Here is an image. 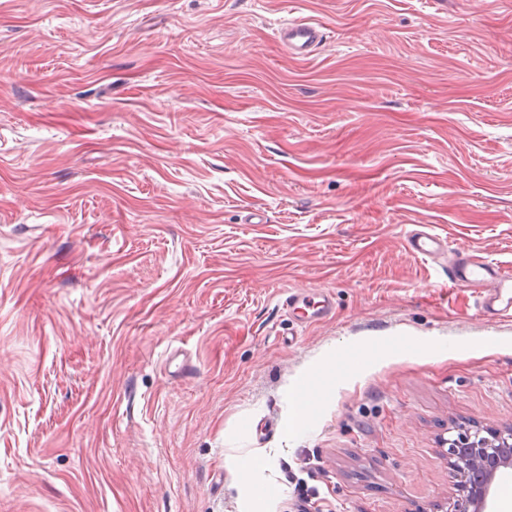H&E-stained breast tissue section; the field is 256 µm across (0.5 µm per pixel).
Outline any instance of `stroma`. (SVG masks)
<instances>
[{"mask_svg": "<svg viewBox=\"0 0 512 512\" xmlns=\"http://www.w3.org/2000/svg\"><path fill=\"white\" fill-rule=\"evenodd\" d=\"M417 224L512 268V0H0V512L450 506L512 319ZM277 38L290 56L306 60L321 46L324 34L316 23L292 19L278 30ZM406 244L413 254L423 258L434 259L448 251L444 240L439 235L425 231L410 232L406 238ZM232 465L237 469L241 476L240 491L248 499L252 501L254 509L252 511H262L260 506L259 494L254 487L250 484L249 477L253 471L262 465V460L259 457L251 456L235 460Z\"/></svg>", "mask_w": 512, "mask_h": 512, "instance_id": "1", "label": "stroma"}]
</instances>
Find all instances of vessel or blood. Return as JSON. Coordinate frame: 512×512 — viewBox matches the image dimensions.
Here are the masks:
<instances>
[{
	"label": "vessel or blood",
	"mask_w": 512,
	"mask_h": 512,
	"mask_svg": "<svg viewBox=\"0 0 512 512\" xmlns=\"http://www.w3.org/2000/svg\"><path fill=\"white\" fill-rule=\"evenodd\" d=\"M277 38L289 55L309 59L321 45L324 34L319 25L304 19L284 24ZM408 249L416 256L436 258L446 252L444 240L436 234L414 231L406 238ZM448 280L455 285L481 283L488 291L481 308L501 317H512V270L482 256H458L448 264Z\"/></svg>",
	"instance_id": "vessel-or-blood-1"
}]
</instances>
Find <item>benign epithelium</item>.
Listing matches in <instances>:
<instances>
[{
    "label": "benign epithelium",
    "instance_id": "benign-epithelium-1",
    "mask_svg": "<svg viewBox=\"0 0 512 512\" xmlns=\"http://www.w3.org/2000/svg\"><path fill=\"white\" fill-rule=\"evenodd\" d=\"M456 486L454 512H490L488 498L497 475L512 467V427L491 437L469 429L440 441Z\"/></svg>",
    "mask_w": 512,
    "mask_h": 512
}]
</instances>
